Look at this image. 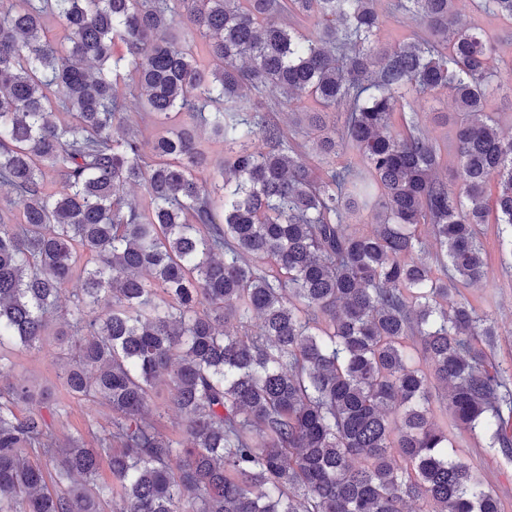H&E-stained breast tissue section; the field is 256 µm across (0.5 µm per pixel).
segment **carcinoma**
I'll return each mask as SVG.
<instances>
[{"instance_id": "obj_1", "label": "carcinoma", "mask_w": 512, "mask_h": 512, "mask_svg": "<svg viewBox=\"0 0 512 512\" xmlns=\"http://www.w3.org/2000/svg\"><path fill=\"white\" fill-rule=\"evenodd\" d=\"M378 2L0 0V512H501L448 449L480 431L512 456V375L463 294L489 215L512 234L488 112L512 94V57L489 68L512 0H394L417 29L392 42ZM463 6L509 29L461 26ZM129 80L165 133L127 128ZM437 92L452 182L411 104ZM52 337L60 386L112 410L91 446L57 441L52 391L12 374Z\"/></svg>"}]
</instances>
